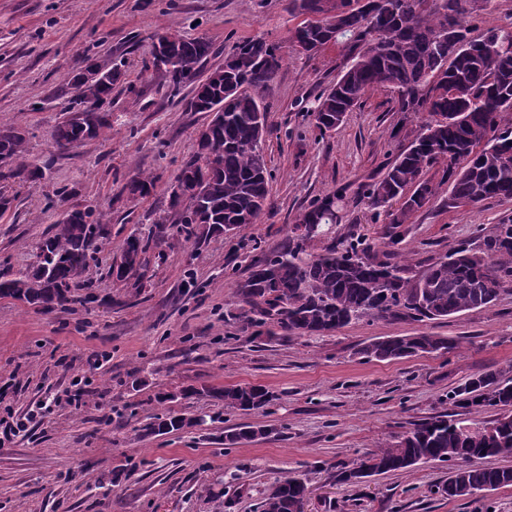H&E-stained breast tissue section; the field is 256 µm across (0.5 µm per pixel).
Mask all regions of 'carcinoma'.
I'll return each instance as SVG.
<instances>
[{
  "instance_id": "obj_1",
  "label": "carcinoma",
  "mask_w": 512,
  "mask_h": 512,
  "mask_svg": "<svg viewBox=\"0 0 512 512\" xmlns=\"http://www.w3.org/2000/svg\"><path fill=\"white\" fill-rule=\"evenodd\" d=\"M338 18L317 17L318 0H292L293 8L308 16L297 26L314 53L330 46L344 52L345 69L318 98L313 112L322 132L341 126L370 91L388 88L396 94L397 111L427 114L419 133L388 165L383 177L361 186L356 195L373 208H383L391 244L410 214L435 194L428 169L446 163L448 206H475L491 198H512V29L489 28L471 36L470 16L478 3L490 0H342ZM468 49L448 50V34ZM215 54L204 37H180L175 60L161 68L154 60L144 65L162 73L172 92L192 86L187 102L193 112L224 107V117L209 126L208 136L196 141L195 152L184 161L169 186V208L179 233L199 246L219 234L222 226L239 233L257 222L268 204L272 175L267 160L252 144L265 131V108L256 93L267 89L282 67L280 46L262 39L237 45L224 65L205 72ZM124 73L108 69L104 80L77 83V100L54 127L51 137L69 148L104 135L109 114L81 111L86 102H105ZM241 87L224 94L225 86ZM83 112V118L70 116ZM1 182H33L43 177L41 167L26 157L25 135L0 126ZM191 174L195 192H177L182 176ZM155 188L151 176H136L123 186L130 197L145 199ZM348 202L345 192L312 200L296 224L272 251L253 255L251 272L234 285L239 318L250 327L271 325L270 337L281 339L333 333L362 318L432 320L491 305L512 288V223L502 221L478 236L477 245L459 244L416 280L406 277V265L394 252L374 251L366 235L350 233L342 250L331 240L323 252L310 253L315 238L303 233L309 224L333 230L339 210ZM105 214L92 207L72 213L53 225L42 242L39 264L14 278L0 275V298H10L43 312L93 302L83 275L98 250L97 225ZM171 226L153 225L146 236H130L120 247L112 273L119 281L144 276V255L165 244ZM448 339L429 333L379 337L359 350L375 360H403L422 352L449 350ZM203 394L227 409L260 412L274 395L262 385L214 388ZM448 401L465 409H497V417L472 427L448 414L424 418L397 437V441L336 466V481L360 486L373 476L407 470L418 463L456 462L437 493L450 500L512 486V469L486 468L475 461L512 457V379L497 370L468 378L448 392ZM183 428L176 415L153 417L142 430L164 434ZM266 429L243 424L224 434L236 445L266 438ZM307 490L300 474L272 485L262 512H297Z\"/></svg>"
}]
</instances>
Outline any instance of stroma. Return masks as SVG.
I'll list each match as a JSON object with an SVG mask.
<instances>
[{
	"mask_svg": "<svg viewBox=\"0 0 512 512\" xmlns=\"http://www.w3.org/2000/svg\"><path fill=\"white\" fill-rule=\"evenodd\" d=\"M303 19L290 0H0V126L21 128L29 160L45 169L0 215V274L26 271L68 206L102 211L109 229L85 274L94 303L41 313L0 298V417L24 414L65 390L79 396L0 447V512H259L268 488L295 472L310 489L305 512H512V486L456 501L435 494L450 470L441 462L360 487L332 477L337 462L449 411V390L470 376L489 369L512 378V290L490 307L447 319H362L290 340L254 336L228 317L254 246L277 248L312 199L345 190L337 237L358 228L386 248L385 215L356 191L381 176L419 131L420 118L397 111L394 93L382 88L338 130L320 133L310 112L343 58L333 46L311 56L294 51L288 33ZM165 29L206 36L221 48L211 70L244 41L281 45L283 66L260 93L269 206L238 235L197 248L173 237L146 253L142 282H120L110 268L122 242L166 216L167 187L208 119L188 109L190 87L171 94L161 74L143 68L153 36ZM87 55L125 74L106 106L112 127L106 138L58 152L51 133L76 100L70 76ZM443 170H428L435 193L400 227L398 251L413 279L449 247L475 242L479 228L512 218V198L449 207ZM140 173L156 180L145 200L121 191ZM415 332L458 347L401 361L359 353L376 337ZM96 353L110 359L94 369L88 358ZM247 384L273 393L266 412L227 410L202 394ZM191 387L195 396L156 401L158 392ZM168 413L203 424L142 432L150 417ZM243 423L273 433L225 446V430Z\"/></svg>",
	"mask_w": 512,
	"mask_h": 512,
	"instance_id": "obj_1",
	"label": "stroma"
}]
</instances>
